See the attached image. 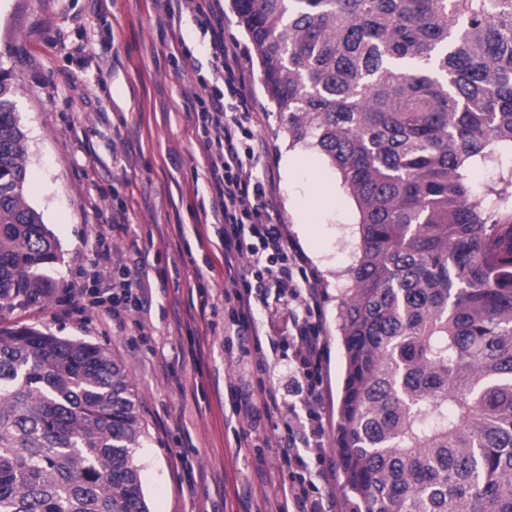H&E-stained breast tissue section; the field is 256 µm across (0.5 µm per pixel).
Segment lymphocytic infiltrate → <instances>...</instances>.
<instances>
[{"label":"lymphocytic infiltrate","mask_w":512,"mask_h":512,"mask_svg":"<svg viewBox=\"0 0 512 512\" xmlns=\"http://www.w3.org/2000/svg\"><path fill=\"white\" fill-rule=\"evenodd\" d=\"M191 12L209 34L213 63L224 76V88L196 97L194 123L206 136L205 151L197 161L215 190L209 211L192 225L201 239H211L224 255V268L232 272L245 262L242 290L236 293L235 336L247 339L235 361L236 375L228 390L232 395L225 424L242 416L251 429L262 422L287 418L285 435L270 454L288 480L271 482L262 505L255 512H338L335 499L313 494L312 472L305 459L310 450L327 442L322 406L323 324L319 295L303 265V257L289 240L284 224L273 217L276 192L257 174L264 165L266 148L256 134L261 116L246 94L245 75L236 54L224 44V12L220 0H194ZM147 257L134 267H122L119 293L112 296V318L124 321L129 310L138 319L127 322L132 336L146 335V315L152 300L140 283L146 274ZM287 308L288 323L279 335L265 334L264 323L279 308ZM267 348L268 357L253 361L252 348ZM292 357L282 361V350Z\"/></svg>","instance_id":"1"}]
</instances>
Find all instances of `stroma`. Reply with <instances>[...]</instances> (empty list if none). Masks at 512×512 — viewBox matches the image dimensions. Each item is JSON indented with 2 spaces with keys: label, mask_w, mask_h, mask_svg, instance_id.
I'll list each match as a JSON object with an SVG mask.
<instances>
[{
  "label": "stroma",
  "mask_w": 512,
  "mask_h": 512,
  "mask_svg": "<svg viewBox=\"0 0 512 512\" xmlns=\"http://www.w3.org/2000/svg\"><path fill=\"white\" fill-rule=\"evenodd\" d=\"M224 39L240 58L247 92L263 118L265 170L277 194V213L313 276L323 311L324 417L335 431L344 359L337 304L346 270L360 248L356 204L337 172L312 148L289 146L275 105L261 82L255 49L231 8ZM0 69L27 148L24 199L53 231L62 260L44 271L48 295L39 304L0 314V328L34 326L46 333L107 346L129 370L138 397L142 488L150 512H254L274 472L254 432L238 447L224 425L226 386L239 344L224 341L235 290L224 256L175 227L209 209L214 191L197 180L203 154L188 105L204 91L223 89L207 38L190 13L170 27L152 0H0ZM180 80H173L172 70ZM127 209L135 227L113 240L112 256L133 264L148 252L152 333L126 335L109 313L103 291L112 282L91 263L97 233L112 211ZM199 281L200 290L187 284ZM184 452L186 463L174 455Z\"/></svg>",
  "instance_id": "1"
}]
</instances>
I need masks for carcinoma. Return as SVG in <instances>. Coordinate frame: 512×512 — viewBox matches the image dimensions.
Returning a JSON list of instances; mask_svg holds the SVG:
<instances>
[{
    "instance_id": "cac0c4a2",
    "label": "carcinoma",
    "mask_w": 512,
    "mask_h": 512,
    "mask_svg": "<svg viewBox=\"0 0 512 512\" xmlns=\"http://www.w3.org/2000/svg\"><path fill=\"white\" fill-rule=\"evenodd\" d=\"M293 144L360 215L338 308L351 512H512V208L467 170L512 150V0H232ZM0 71V312L60 260L23 200ZM138 400L99 344L0 329V512H150Z\"/></svg>"
}]
</instances>
